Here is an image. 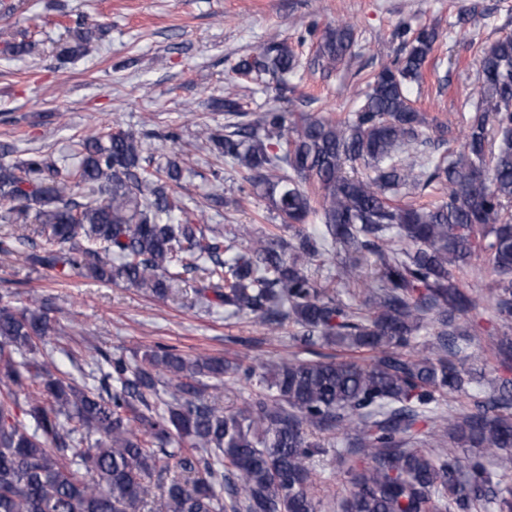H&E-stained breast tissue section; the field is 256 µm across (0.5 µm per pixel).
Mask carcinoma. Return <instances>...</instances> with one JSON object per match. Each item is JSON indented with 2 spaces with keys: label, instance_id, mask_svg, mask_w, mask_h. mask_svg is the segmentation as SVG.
<instances>
[{
  "label": "carcinoma",
  "instance_id": "cac0c4a2",
  "mask_svg": "<svg viewBox=\"0 0 512 512\" xmlns=\"http://www.w3.org/2000/svg\"><path fill=\"white\" fill-rule=\"evenodd\" d=\"M103 32L83 25L63 44L67 61L92 52ZM402 53L384 61L367 91L340 120L297 117L280 106L244 112L219 132L197 126V139L243 172L249 189L292 228L255 236L225 265L220 232L198 224L173 191L178 154L153 164L140 128H119L78 142L76 165L34 154L2 158L0 222L34 213L35 251L20 259L64 276L172 291L180 271L199 270L198 291L273 330L297 328L295 342L333 343L373 360H302L251 365L158 346L130 361L105 357L99 386L65 377L39 346L61 335L50 303L0 296V512H319L312 437L355 425L338 451L353 489L342 512H512V378L492 388L461 364L476 300L458 274L484 254L498 279L490 295L502 332L494 358L512 368V36L480 59L478 97L459 149L449 126L415 107L413 88L439 39L432 24L401 25ZM315 67L331 71L356 55L358 36L344 22L317 38ZM302 52L288 42L258 47L232 67L255 74L287 100L286 76ZM436 203H403L430 187ZM197 223H192V220ZM338 257L336 281L368 294L367 308L343 302L298 264L299 255ZM440 354L407 353L427 316ZM259 377L264 393L235 412L216 406L224 376ZM27 420L17 418L19 394ZM474 397L475 410L445 416L440 400ZM432 422L463 454L412 448L416 425ZM176 467L163 484L162 476Z\"/></svg>",
  "mask_w": 512,
  "mask_h": 512
}]
</instances>
